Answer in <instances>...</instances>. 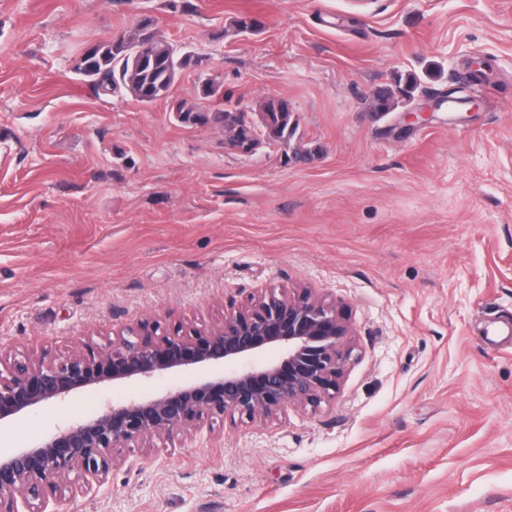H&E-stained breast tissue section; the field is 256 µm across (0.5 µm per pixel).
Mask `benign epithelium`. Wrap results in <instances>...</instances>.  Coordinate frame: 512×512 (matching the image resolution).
Masks as SVG:
<instances>
[{
    "label": "benign epithelium",
    "mask_w": 512,
    "mask_h": 512,
    "mask_svg": "<svg viewBox=\"0 0 512 512\" xmlns=\"http://www.w3.org/2000/svg\"><path fill=\"white\" fill-rule=\"evenodd\" d=\"M267 117L262 111L246 118L245 138L226 129V145L253 155L264 145ZM269 348L280 356L260 359ZM359 350L344 306L307 285L232 301L208 327L181 323L170 329L146 319L112 330L102 343L91 340L63 352L0 348V421L106 382L222 368L149 398L107 404L30 448L0 455V512H63L59 506L105 484L128 453L147 455L159 442L184 445L227 416L251 423L291 406L316 411L341 392Z\"/></svg>",
    "instance_id": "7a95c632"
}]
</instances>
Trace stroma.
<instances>
[{
  "label": "stroma",
  "instance_id": "1",
  "mask_svg": "<svg viewBox=\"0 0 512 512\" xmlns=\"http://www.w3.org/2000/svg\"><path fill=\"white\" fill-rule=\"evenodd\" d=\"M243 14L262 30L228 34ZM146 18L196 65L167 100L95 93L74 57ZM203 78L241 109L287 100L299 142L245 157L179 123ZM461 82L474 105L428 111ZM301 282L358 334L335 401L131 456L67 512H512V0H0V345L209 322ZM209 373L30 408L9 446ZM415 86L416 84L409 80L403 86L400 84L396 86V90L384 89L379 91L376 97V112H391L398 104L396 101L397 95L408 98Z\"/></svg>",
  "mask_w": 512,
  "mask_h": 512
}]
</instances>
